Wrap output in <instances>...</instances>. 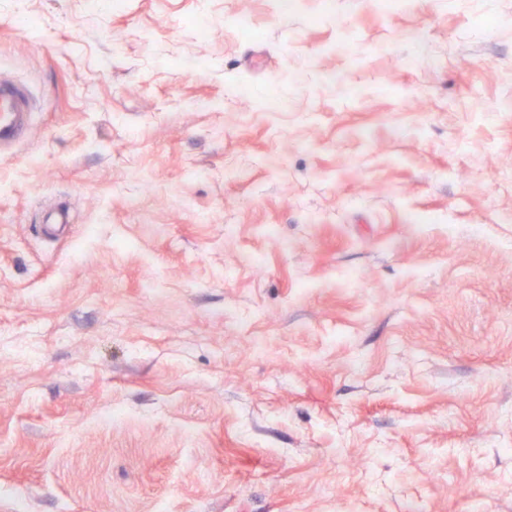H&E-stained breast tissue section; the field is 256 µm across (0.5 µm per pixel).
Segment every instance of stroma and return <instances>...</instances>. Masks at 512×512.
I'll return each instance as SVG.
<instances>
[{
    "mask_svg": "<svg viewBox=\"0 0 512 512\" xmlns=\"http://www.w3.org/2000/svg\"><path fill=\"white\" fill-rule=\"evenodd\" d=\"M333 5L0 0V512H512V0ZM32 105L28 90L13 81L0 79V153L25 137L31 128Z\"/></svg>",
    "mask_w": 512,
    "mask_h": 512,
    "instance_id": "35a3bbf8",
    "label": "stroma"
}]
</instances>
